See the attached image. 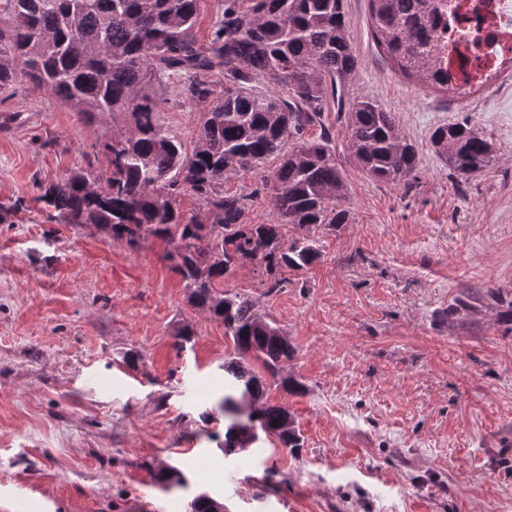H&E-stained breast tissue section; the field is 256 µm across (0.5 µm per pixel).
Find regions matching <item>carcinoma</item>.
I'll use <instances>...</instances> for the list:
<instances>
[{
  "instance_id": "obj_1",
  "label": "carcinoma",
  "mask_w": 512,
  "mask_h": 512,
  "mask_svg": "<svg viewBox=\"0 0 512 512\" xmlns=\"http://www.w3.org/2000/svg\"><path fill=\"white\" fill-rule=\"evenodd\" d=\"M373 34L385 56L407 77L435 81L430 49L437 41L433 0H368ZM200 0H0V93L28 80L47 87L63 104L89 118L99 112L129 117L124 134L103 145L108 172H72L38 201L64 224H100L131 246L147 236L167 240V258L180 274L188 302L224 323L234 357L217 408L228 421L224 452L245 451L262 437L292 451L303 439L290 410L264 401L275 385L293 395L297 379H278L293 357L288 336L241 293L217 288L248 259L266 273L272 293L284 287L281 270L319 259L310 231L345 224L336 202L347 183L336 164L334 133L322 125L329 103H342L358 67L348 35L344 0H224L208 44L195 32ZM182 79L178 95L205 101L213 86L224 95L200 113L189 150L157 119L160 83ZM259 78L270 87L254 91ZM320 124L315 139L304 130ZM350 149L371 176L391 183L416 178V147L394 113L368 97L348 112ZM434 152L461 177L483 171L496 157L492 140L467 123L443 124L431 134ZM292 146H287V143ZM278 165L252 194L224 191V181L253 172L270 158ZM190 193L205 218L189 217L178 199ZM265 193L271 223L251 217L254 196ZM301 230L288 249L280 226ZM168 487L185 480L161 469ZM223 503L202 492L188 512H216Z\"/></svg>"
}]
</instances>
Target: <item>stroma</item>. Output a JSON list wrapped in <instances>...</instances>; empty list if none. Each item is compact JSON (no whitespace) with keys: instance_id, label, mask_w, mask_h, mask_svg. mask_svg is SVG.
Segmentation results:
<instances>
[{"instance_id":"obj_1","label":"stroma","mask_w":512,"mask_h":512,"mask_svg":"<svg viewBox=\"0 0 512 512\" xmlns=\"http://www.w3.org/2000/svg\"><path fill=\"white\" fill-rule=\"evenodd\" d=\"M358 69L348 97L393 112L416 147L410 186L358 167L347 116L325 112L348 192V221L320 225L319 259L283 270L267 292L259 265L225 289L250 295L295 347L271 389L293 413L298 452L262 442L225 456L221 321L192 307L168 244L137 246L95 224L38 209L42 188L93 163L126 131L85 120L28 81L0 101V512H188L206 492L225 512H512V76L467 104L405 78L374 44L368 0H345ZM162 85L159 121L194 146L204 105ZM467 122L496 159L463 180L436 155L435 127ZM494 289L460 320L468 289ZM190 328L188 343L178 334ZM174 466L183 485L155 474Z\"/></svg>"}]
</instances>
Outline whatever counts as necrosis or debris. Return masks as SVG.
<instances>
[{
    "label": "necrosis or debris",
    "instance_id": "1",
    "mask_svg": "<svg viewBox=\"0 0 512 512\" xmlns=\"http://www.w3.org/2000/svg\"><path fill=\"white\" fill-rule=\"evenodd\" d=\"M441 73L458 92L488 84L512 62V0H436Z\"/></svg>",
    "mask_w": 512,
    "mask_h": 512
}]
</instances>
